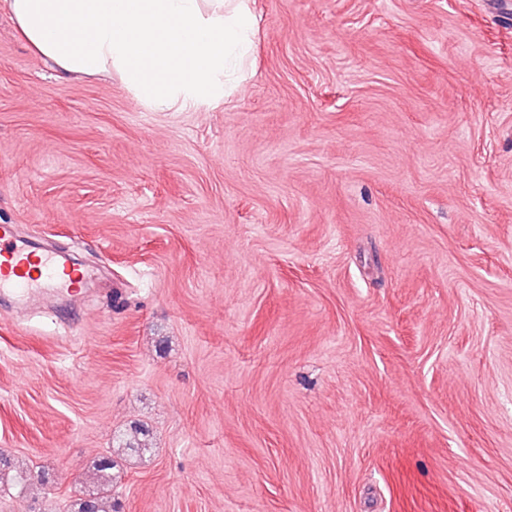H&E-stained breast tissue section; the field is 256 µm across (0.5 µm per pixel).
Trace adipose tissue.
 <instances>
[{"label": "adipose tissue", "instance_id": "obj_1", "mask_svg": "<svg viewBox=\"0 0 512 512\" xmlns=\"http://www.w3.org/2000/svg\"><path fill=\"white\" fill-rule=\"evenodd\" d=\"M34 51L64 73H119L167 109L234 90L255 28L248 0H7Z\"/></svg>", "mask_w": 512, "mask_h": 512}]
</instances>
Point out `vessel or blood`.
<instances>
[{
  "mask_svg": "<svg viewBox=\"0 0 512 512\" xmlns=\"http://www.w3.org/2000/svg\"><path fill=\"white\" fill-rule=\"evenodd\" d=\"M83 280L80 268L61 261L52 252H34L17 235L14 225L0 224V293L7 291L25 301L49 285L73 297Z\"/></svg>",
  "mask_w": 512,
  "mask_h": 512,
  "instance_id": "vessel-or-blood-1",
  "label": "vessel or blood"
}]
</instances>
